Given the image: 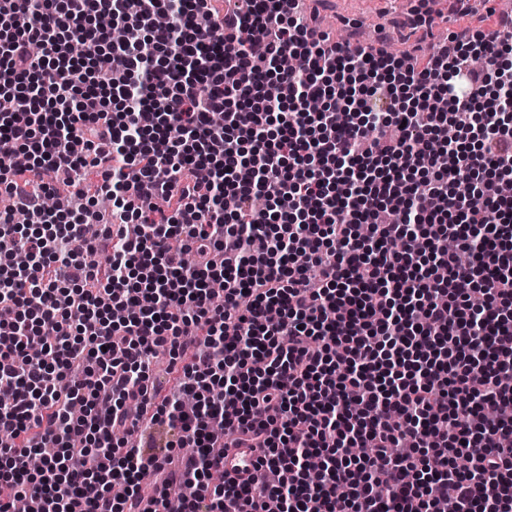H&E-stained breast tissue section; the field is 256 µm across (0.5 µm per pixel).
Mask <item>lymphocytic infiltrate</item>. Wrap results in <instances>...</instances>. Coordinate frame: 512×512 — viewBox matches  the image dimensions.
<instances>
[{"label": "lymphocytic infiltrate", "mask_w": 512, "mask_h": 512, "mask_svg": "<svg viewBox=\"0 0 512 512\" xmlns=\"http://www.w3.org/2000/svg\"><path fill=\"white\" fill-rule=\"evenodd\" d=\"M468 2L415 66L285 0H0V140L28 158L0 169V512H138L151 472L154 512L512 505V18ZM60 182L78 219L47 234ZM145 419L177 465L128 444ZM256 464V455L247 448H238L224 453V473L246 479L248 473L253 472Z\"/></svg>", "instance_id": "obj_1"}]
</instances>
